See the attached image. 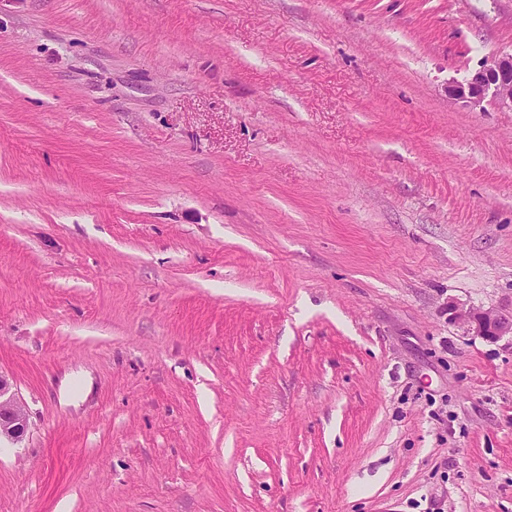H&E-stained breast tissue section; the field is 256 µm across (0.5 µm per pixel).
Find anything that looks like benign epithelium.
Instances as JSON below:
<instances>
[{
    "mask_svg": "<svg viewBox=\"0 0 512 512\" xmlns=\"http://www.w3.org/2000/svg\"><path fill=\"white\" fill-rule=\"evenodd\" d=\"M448 94L467 106L482 105L492 97L502 112H512V52L484 62L468 79L448 86ZM448 321L489 342L512 339V303L474 308L450 300ZM28 431V418L7 379L0 375V439L20 442Z\"/></svg>",
    "mask_w": 512,
    "mask_h": 512,
    "instance_id": "obj_1",
    "label": "benign epithelium"
}]
</instances>
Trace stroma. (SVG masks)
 <instances>
[{
	"mask_svg": "<svg viewBox=\"0 0 512 512\" xmlns=\"http://www.w3.org/2000/svg\"><path fill=\"white\" fill-rule=\"evenodd\" d=\"M512 0H0V512H512ZM88 394L60 401L65 376ZM448 94L472 107L490 94L500 111L512 112V52L484 62L465 82L448 86ZM445 311L449 322L461 325L468 334L480 336L489 342H498L504 337L512 341V303L508 306L474 308L449 300ZM28 431V418L11 385L0 374V443L2 438L20 442Z\"/></svg>",
	"mask_w": 512,
	"mask_h": 512,
	"instance_id": "obj_1",
	"label": "stroma"
}]
</instances>
